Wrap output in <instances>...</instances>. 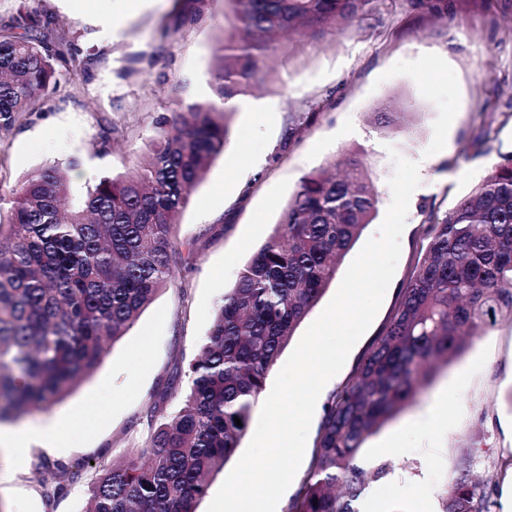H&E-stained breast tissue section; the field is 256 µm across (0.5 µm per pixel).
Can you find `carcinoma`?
<instances>
[{"label":"carcinoma","mask_w":512,"mask_h":512,"mask_svg":"<svg viewBox=\"0 0 512 512\" xmlns=\"http://www.w3.org/2000/svg\"><path fill=\"white\" fill-rule=\"evenodd\" d=\"M33 7L0 19V121L40 109L56 67L81 65L75 41ZM448 14V0H405ZM380 0H224L213 48L219 102L193 103L159 120L144 164L99 176L77 204L59 170L30 173L0 195V421L63 401L124 335L173 269L178 218L206 167L224 150L229 100L268 77L282 51L274 36L319 39L365 22ZM379 200L357 160L340 176L303 179L274 234L224 294L177 406L146 413L150 436L120 465L92 467L87 512H197L209 478L234 455L267 377L294 330L336 279L338 263L371 223ZM397 306L355 374L325 407L309 471L287 512H359L386 468L356 463L366 439L411 405L440 365L512 316V154L443 216ZM241 420L236 425L234 418ZM62 495L82 478L56 463ZM491 493L461 475L442 512H492Z\"/></svg>","instance_id":"obj_1"}]
</instances>
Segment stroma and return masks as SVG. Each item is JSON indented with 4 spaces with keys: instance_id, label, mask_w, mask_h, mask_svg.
<instances>
[{
    "instance_id": "stroma-1",
    "label": "stroma",
    "mask_w": 512,
    "mask_h": 512,
    "mask_svg": "<svg viewBox=\"0 0 512 512\" xmlns=\"http://www.w3.org/2000/svg\"><path fill=\"white\" fill-rule=\"evenodd\" d=\"M447 16L409 11L385 0L372 19L273 62L261 89L228 113L224 151L209 166L180 216L176 235L193 251L176 267L136 323L109 344L103 363L62 402L25 423L69 414L93 417L71 428L59 448L32 447L23 464L0 451V512H84L80 481L46 504L55 481L38 482L39 458L68 466L118 462L149 435L145 413L186 369L219 301L274 233L302 180L355 156L379 199L359 240L375 236L392 199L391 151L418 162L401 255L371 326L338 373L350 379L390 317L400 288L424 256L429 216L443 215L483 178L491 158L512 153V0H449ZM74 38L84 69L58 67L41 111L0 126V195L32 171L63 169L73 198L105 172L133 168L161 117L180 105L214 99L212 50L224 31L222 0H152L124 16L117 38L99 37L98 21L77 0H43ZM173 30L168 42L161 28ZM401 106L399 125H379L376 108ZM304 129L288 140L293 123ZM116 127L108 148L105 128ZM488 131L486 155L472 142ZM431 428H414L433 403ZM360 467L386 465L362 512H441L443 492L462 472L493 493V512H512V320L501 319L458 358L440 366L416 402L370 436Z\"/></svg>"
}]
</instances>
